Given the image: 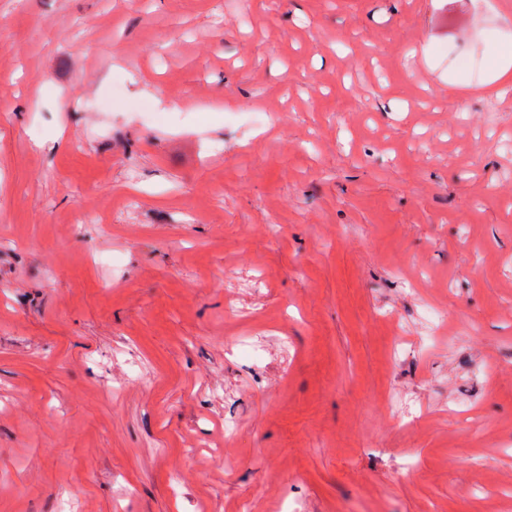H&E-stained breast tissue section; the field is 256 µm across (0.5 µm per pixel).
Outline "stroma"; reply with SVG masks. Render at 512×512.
<instances>
[{
	"mask_svg": "<svg viewBox=\"0 0 512 512\" xmlns=\"http://www.w3.org/2000/svg\"><path fill=\"white\" fill-rule=\"evenodd\" d=\"M495 2L0 0V512H512Z\"/></svg>",
	"mask_w": 512,
	"mask_h": 512,
	"instance_id": "35a3bbf8",
	"label": "stroma"
}]
</instances>
